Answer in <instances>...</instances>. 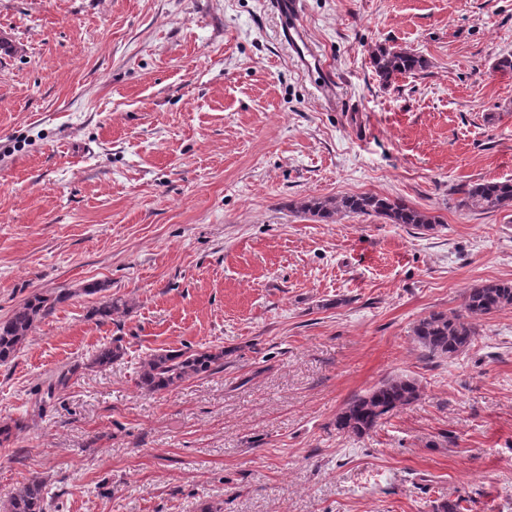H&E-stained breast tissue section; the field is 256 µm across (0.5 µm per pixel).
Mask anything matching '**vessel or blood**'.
<instances>
[{
    "label": "vessel or blood",
    "mask_w": 512,
    "mask_h": 512,
    "mask_svg": "<svg viewBox=\"0 0 512 512\" xmlns=\"http://www.w3.org/2000/svg\"><path fill=\"white\" fill-rule=\"evenodd\" d=\"M268 2L282 21L281 36L292 57L305 64L308 74L314 76L320 91L331 92L333 83L321 64L319 54L307 40L299 21L303 0H268Z\"/></svg>",
    "instance_id": "obj_1"
}]
</instances>
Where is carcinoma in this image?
Here are the masks:
<instances>
[{"label": "carcinoma", "mask_w": 512, "mask_h": 512, "mask_svg": "<svg viewBox=\"0 0 512 512\" xmlns=\"http://www.w3.org/2000/svg\"><path fill=\"white\" fill-rule=\"evenodd\" d=\"M372 63L379 80L391 83L400 75H412L426 67L419 55L407 51L380 49L372 55ZM462 205L479 212H493L512 208V180L483 181L461 189ZM300 209L319 221L328 223L337 214H358L383 219L390 224H405L418 229H429L437 223L435 217L408 205L399 197L376 193H362L340 198L311 199L300 204ZM73 293L61 289L53 293H34L24 300L6 319L0 320V362L13 359L27 343L41 320L54 314L58 305L68 301ZM512 307V282H488L466 292L463 310L448 315L434 312L420 319L414 334L430 357H451L467 350L478 336L475 320ZM129 302L110 296L93 308L92 315L110 319L126 315ZM124 354L120 341L115 339L100 346L87 363L75 364L61 371L47 386V395L67 386L82 367L103 368ZM224 348L199 350L157 349L148 354L137 371L138 386L148 392L171 390L183 382L224 368ZM418 383L409 378H391L368 394L356 397L336 415V430L362 437L373 430L380 420L393 411L414 402L419 396ZM26 429L22 419L0 423V444ZM49 501L45 481L35 476L18 488L9 498L3 512H48Z\"/></svg>", "instance_id": "1"}]
</instances>
